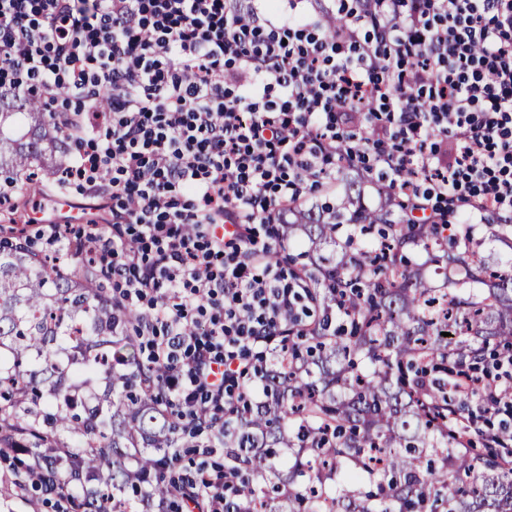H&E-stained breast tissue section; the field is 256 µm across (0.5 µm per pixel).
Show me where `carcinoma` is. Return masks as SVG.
I'll return each mask as SVG.
<instances>
[{"label":"carcinoma","mask_w":512,"mask_h":512,"mask_svg":"<svg viewBox=\"0 0 512 512\" xmlns=\"http://www.w3.org/2000/svg\"><path fill=\"white\" fill-rule=\"evenodd\" d=\"M64 132L32 98L0 112V169L65 153ZM346 200L321 212L290 203L280 240L307 245L295 271L314 310L347 314L329 336H288L265 375L266 399L238 420L229 460L271 488L255 512H512V460L453 412L463 370L512 367V265L452 224H399ZM424 251L429 262L408 254ZM444 269L443 279L430 264ZM24 232L0 239V453L27 448L63 471L74 512L183 506L163 466L182 431L163 404L164 371L129 334L89 261L52 270ZM450 336L445 337L443 333ZM15 494L40 502L26 468ZM256 489L224 501L247 512Z\"/></svg>","instance_id":"1"}]
</instances>
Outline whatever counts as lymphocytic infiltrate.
<instances>
[{
	"mask_svg": "<svg viewBox=\"0 0 512 512\" xmlns=\"http://www.w3.org/2000/svg\"><path fill=\"white\" fill-rule=\"evenodd\" d=\"M237 2L0 0V89L64 96L65 176L112 214L110 237L92 224L70 242L56 222L38 237L111 276L204 453L301 305L259 227L334 180L344 126L367 125L403 223H512V0H333L349 23L329 38L312 0Z\"/></svg>",
	"mask_w": 512,
	"mask_h": 512,
	"instance_id": "obj_1",
	"label": "lymphocytic infiltrate"
}]
</instances>
